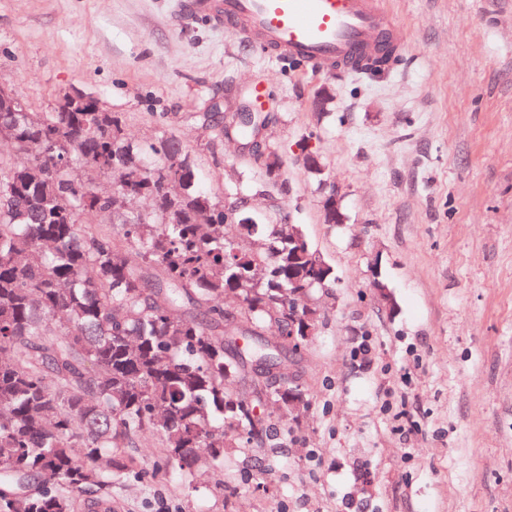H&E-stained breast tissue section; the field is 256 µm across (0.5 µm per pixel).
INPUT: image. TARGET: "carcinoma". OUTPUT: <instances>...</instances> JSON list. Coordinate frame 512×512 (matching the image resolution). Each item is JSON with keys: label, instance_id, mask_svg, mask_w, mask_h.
Listing matches in <instances>:
<instances>
[{"label": "carcinoma", "instance_id": "carcinoma-1", "mask_svg": "<svg viewBox=\"0 0 512 512\" xmlns=\"http://www.w3.org/2000/svg\"><path fill=\"white\" fill-rule=\"evenodd\" d=\"M0 133L13 142L0 155V512H78L85 494L112 512L115 474L143 482L246 447L224 295L263 330L305 286L318 326L333 267L311 272L295 224L257 225L232 256L243 225L197 190L176 136L148 167L110 112H1ZM252 161L280 169L274 149ZM89 162L113 171L114 193L85 182ZM147 430L161 448L150 472L133 451Z\"/></svg>", "mask_w": 512, "mask_h": 512}]
</instances>
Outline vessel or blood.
I'll return each mask as SVG.
<instances>
[{
	"label": "vessel or blood",
	"mask_w": 512,
	"mask_h": 512,
	"mask_svg": "<svg viewBox=\"0 0 512 512\" xmlns=\"http://www.w3.org/2000/svg\"><path fill=\"white\" fill-rule=\"evenodd\" d=\"M186 8L193 18L228 27L271 57L313 71L399 58L406 41L381 0H188Z\"/></svg>",
	"instance_id": "obj_1"
}]
</instances>
